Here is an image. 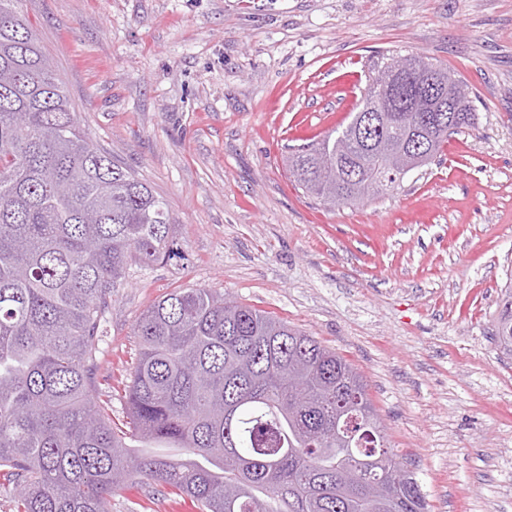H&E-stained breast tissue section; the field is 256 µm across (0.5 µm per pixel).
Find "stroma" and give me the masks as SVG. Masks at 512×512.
Wrapping results in <instances>:
<instances>
[{"label":"stroma","mask_w":512,"mask_h":512,"mask_svg":"<svg viewBox=\"0 0 512 512\" xmlns=\"http://www.w3.org/2000/svg\"><path fill=\"white\" fill-rule=\"evenodd\" d=\"M88 138L167 204L179 264L131 265L94 397L122 424L136 319L207 288L288 322L362 375L430 512H512V0H22ZM472 89L475 126L358 207L293 181L291 146L346 125L377 57ZM108 512H191L160 487ZM494 339L497 346L507 355H512V291H507L499 305Z\"/></svg>","instance_id":"obj_1"}]
</instances>
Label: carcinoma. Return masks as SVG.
<instances>
[{
    "mask_svg": "<svg viewBox=\"0 0 512 512\" xmlns=\"http://www.w3.org/2000/svg\"><path fill=\"white\" fill-rule=\"evenodd\" d=\"M452 112L372 115L381 57L340 129L288 148L329 206L400 186L377 146L423 145L415 167L474 125L467 82L407 57ZM182 256L165 201L82 132L21 9L0 0V479L14 512H107L124 483L163 486L199 512H427L413 471L353 365L287 323L205 288H176L136 320L127 430L95 400L104 314L131 264ZM494 339L512 355V291Z\"/></svg>",
    "mask_w": 512,
    "mask_h": 512,
    "instance_id": "carcinoma-1",
    "label": "carcinoma"
}]
</instances>
